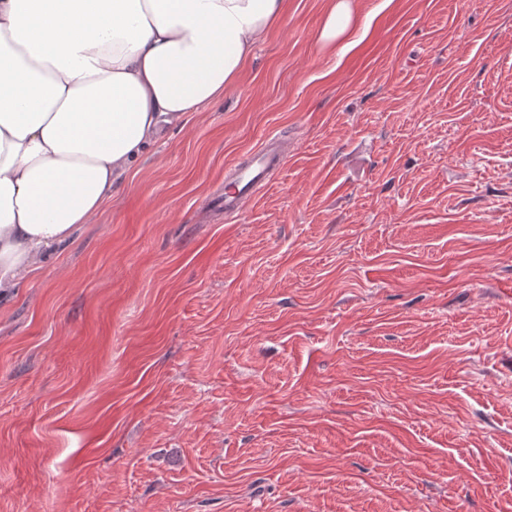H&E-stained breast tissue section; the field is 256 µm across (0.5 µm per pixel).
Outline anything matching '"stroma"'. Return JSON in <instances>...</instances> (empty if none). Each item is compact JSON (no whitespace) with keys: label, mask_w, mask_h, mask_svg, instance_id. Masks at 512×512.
Returning <instances> with one entry per match:
<instances>
[{"label":"stroma","mask_w":512,"mask_h":512,"mask_svg":"<svg viewBox=\"0 0 512 512\" xmlns=\"http://www.w3.org/2000/svg\"><path fill=\"white\" fill-rule=\"evenodd\" d=\"M355 2L0 298V512H512V0ZM318 40L323 47L345 39L355 23L354 0H327ZM287 157L284 142L271 137L264 146L254 150L248 162L234 169L224 188V217L236 214L243 199L252 196L282 169Z\"/></svg>","instance_id":"obj_1"}]
</instances>
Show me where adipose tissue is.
<instances>
[{
  "instance_id": "obj_1",
  "label": "adipose tissue",
  "mask_w": 512,
  "mask_h": 512,
  "mask_svg": "<svg viewBox=\"0 0 512 512\" xmlns=\"http://www.w3.org/2000/svg\"><path fill=\"white\" fill-rule=\"evenodd\" d=\"M286 0H0V295L91 223L144 148L219 102ZM328 0L318 40L345 39Z\"/></svg>"
}]
</instances>
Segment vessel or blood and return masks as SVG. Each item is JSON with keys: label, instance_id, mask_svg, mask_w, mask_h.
<instances>
[{"label": "vessel or blood", "instance_id": "obj_1", "mask_svg": "<svg viewBox=\"0 0 512 512\" xmlns=\"http://www.w3.org/2000/svg\"><path fill=\"white\" fill-rule=\"evenodd\" d=\"M287 157L286 148L277 138H269L264 146L254 150L248 162L233 170L224 188L225 215L236 214L243 199L252 196L282 169Z\"/></svg>", "mask_w": 512, "mask_h": 512}]
</instances>
